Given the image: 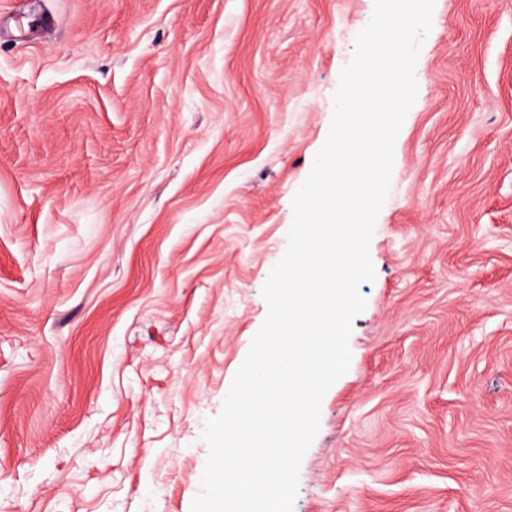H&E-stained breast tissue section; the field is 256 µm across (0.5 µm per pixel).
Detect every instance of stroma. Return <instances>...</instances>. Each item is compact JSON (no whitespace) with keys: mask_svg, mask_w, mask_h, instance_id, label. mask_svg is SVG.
Returning <instances> with one entry per match:
<instances>
[{"mask_svg":"<svg viewBox=\"0 0 512 512\" xmlns=\"http://www.w3.org/2000/svg\"><path fill=\"white\" fill-rule=\"evenodd\" d=\"M374 0H0V512H191ZM293 512H512V0H436Z\"/></svg>","mask_w":512,"mask_h":512,"instance_id":"1","label":"stroma"}]
</instances>
